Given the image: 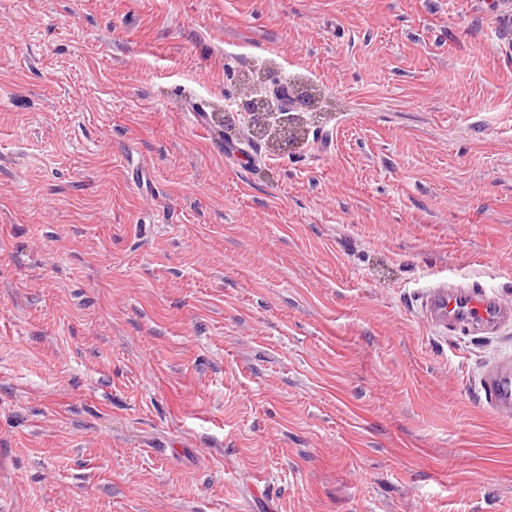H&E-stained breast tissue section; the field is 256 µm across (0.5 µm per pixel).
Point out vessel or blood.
<instances>
[{"label": "vessel or blood", "instance_id": "vessel-or-blood-1", "mask_svg": "<svg viewBox=\"0 0 512 512\" xmlns=\"http://www.w3.org/2000/svg\"><path fill=\"white\" fill-rule=\"evenodd\" d=\"M421 310L430 324L450 332L493 333L512 322V298L473 284L461 286L444 280L427 289ZM480 399L500 419H512V360L483 373Z\"/></svg>", "mask_w": 512, "mask_h": 512}]
</instances>
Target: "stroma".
<instances>
[{"label":"stroma","mask_w":512,"mask_h":512,"mask_svg":"<svg viewBox=\"0 0 512 512\" xmlns=\"http://www.w3.org/2000/svg\"><path fill=\"white\" fill-rule=\"evenodd\" d=\"M441 280L512 295V0H0V512H512ZM281 111L282 110H280L277 105L275 106L272 99L261 96L247 98L244 102L239 104V109L236 112H244L248 117L255 114H262L269 119L270 116Z\"/></svg>","instance_id":"1"}]
</instances>
